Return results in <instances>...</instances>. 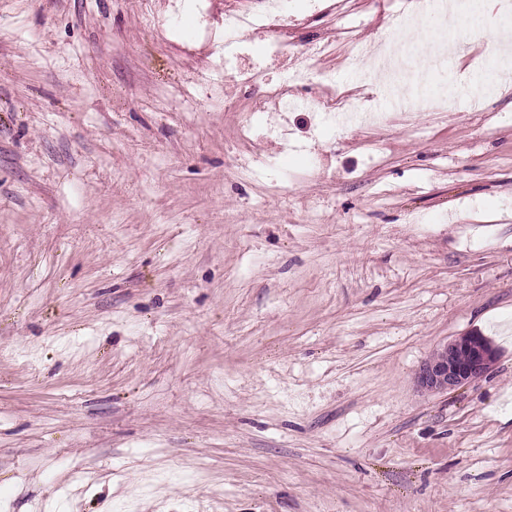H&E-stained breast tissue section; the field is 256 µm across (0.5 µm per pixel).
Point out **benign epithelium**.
<instances>
[{
	"instance_id": "7a95c632",
	"label": "benign epithelium",
	"mask_w": 512,
	"mask_h": 512,
	"mask_svg": "<svg viewBox=\"0 0 512 512\" xmlns=\"http://www.w3.org/2000/svg\"><path fill=\"white\" fill-rule=\"evenodd\" d=\"M493 345L474 333L436 345L420 365L415 381L432 394L446 393L485 377L496 362Z\"/></svg>"
}]
</instances>
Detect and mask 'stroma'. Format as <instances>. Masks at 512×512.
<instances>
[{"label": "stroma", "instance_id": "obj_1", "mask_svg": "<svg viewBox=\"0 0 512 512\" xmlns=\"http://www.w3.org/2000/svg\"><path fill=\"white\" fill-rule=\"evenodd\" d=\"M228 0H0V512H512V92L237 139ZM337 20L297 40L335 42ZM338 156L311 169L302 138ZM476 331L491 372L415 384Z\"/></svg>", "mask_w": 512, "mask_h": 512}]
</instances>
